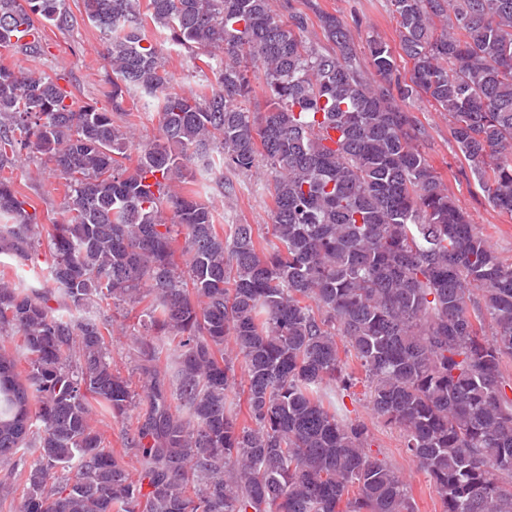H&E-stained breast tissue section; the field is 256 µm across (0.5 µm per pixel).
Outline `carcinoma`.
Masks as SVG:
<instances>
[{
    "mask_svg": "<svg viewBox=\"0 0 512 512\" xmlns=\"http://www.w3.org/2000/svg\"><path fill=\"white\" fill-rule=\"evenodd\" d=\"M398 49L341 17L270 0H82L105 43L111 110L49 76L0 64V173L20 151L65 180L44 226L0 176V254L42 263L0 276V501L18 512H414L332 397L364 373L374 416L400 429L442 512H512V262L449 196L404 105L424 96L488 202L512 215V0H389ZM326 47L304 39L308 12ZM215 83L173 91L147 22ZM66 0H0V49L45 53ZM266 110L247 107V63ZM411 63L410 77L401 64ZM156 104L160 139L125 163L128 95ZM264 168L268 236L215 224L176 184ZM184 238L182 263L174 244ZM145 304L135 374L112 364V316ZM246 388L237 390L235 361ZM130 421L106 444L94 412ZM98 429L104 434L107 444L117 454L125 455L124 460L128 464L129 471L134 474L135 460L129 450L125 449L122 442L123 426L121 422H115L109 418L95 417ZM109 442V443H108Z\"/></svg>",
    "mask_w": 512,
    "mask_h": 512,
    "instance_id": "1",
    "label": "carcinoma"
}]
</instances>
